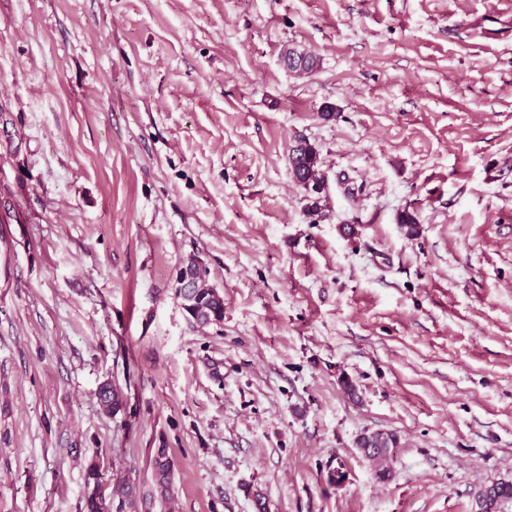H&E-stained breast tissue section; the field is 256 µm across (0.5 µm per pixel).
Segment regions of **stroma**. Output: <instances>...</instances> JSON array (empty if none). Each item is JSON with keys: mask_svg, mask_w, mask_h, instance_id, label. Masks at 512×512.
I'll return each mask as SVG.
<instances>
[{"mask_svg": "<svg viewBox=\"0 0 512 512\" xmlns=\"http://www.w3.org/2000/svg\"><path fill=\"white\" fill-rule=\"evenodd\" d=\"M161 446L150 512H473L512 481V0H0V512H79L93 458L150 490ZM296 142L299 145L293 148L292 154L289 156L291 174L297 184L305 181L314 182L302 186L305 193L304 198L309 200L310 197L320 196L326 191V185H321L326 184L325 177L320 170L319 154H317L315 146L304 138H298ZM206 268L197 272V288L188 292H182L178 288V295L184 302V309L199 325H207L219 322L224 317V299L219 292L207 284ZM98 399L103 408L117 414L124 409V397L120 387L114 383H104L98 389ZM396 444L397 439L392 434H387L386 436L380 434H367L365 436L360 437L359 450L365 456L364 448H379L376 452H368L366 454V457L369 460H372L378 463L379 465H382L389 459V456L392 453V448H394Z\"/></svg>", "mask_w": 512, "mask_h": 512, "instance_id": "stroma-1", "label": "stroma"}]
</instances>
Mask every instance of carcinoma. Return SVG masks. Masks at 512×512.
Returning <instances> with one entry per match:
<instances>
[{
  "label": "carcinoma",
  "mask_w": 512,
  "mask_h": 512,
  "mask_svg": "<svg viewBox=\"0 0 512 512\" xmlns=\"http://www.w3.org/2000/svg\"><path fill=\"white\" fill-rule=\"evenodd\" d=\"M298 146L289 156L291 174L298 184L305 181L325 183L320 170L317 149L304 138L297 139ZM208 271L196 274L197 287L188 292H178L184 302V309L199 325L216 323L224 317V299L219 292L208 286ZM98 399L103 408L114 414L124 409V397L120 387L104 383L98 389ZM397 444L394 435L367 434L360 437L359 447L368 448L366 457L380 465L377 475L381 480H390L391 470L384 466L392 448ZM152 489L145 493L139 485L130 481H115L99 460H91L85 468L86 491L82 499L81 512H138L139 506L156 500L166 503L173 494L174 463L168 449L159 448L151 459ZM512 501V482L495 481L488 484L487 492L477 502L479 512H496L499 504Z\"/></svg>",
  "instance_id": "cac0c4a2"
}]
</instances>
